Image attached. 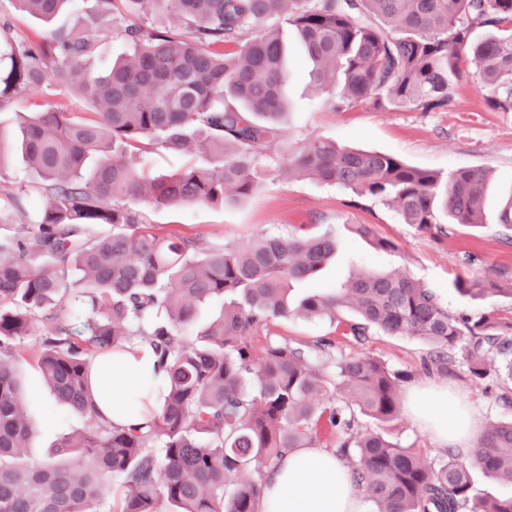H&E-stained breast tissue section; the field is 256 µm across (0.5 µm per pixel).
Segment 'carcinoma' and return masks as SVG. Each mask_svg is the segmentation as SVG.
Wrapping results in <instances>:
<instances>
[{"mask_svg":"<svg viewBox=\"0 0 512 512\" xmlns=\"http://www.w3.org/2000/svg\"><path fill=\"white\" fill-rule=\"evenodd\" d=\"M16 2L49 21L73 0ZM97 2L101 17L119 4L161 10L184 31L128 26L131 52L96 71L98 24L30 43L0 22V108L54 81L92 110L89 118L63 107L19 112L13 137L0 130V170L5 152L18 154L43 197L30 219L26 189L0 191V218L21 220L20 230L0 233V512H258L273 463L322 436L336 440L371 512H512V496L478 500L470 480L477 468L512 485V420L487 424L469 455L438 463L380 430L343 440L356 408L381 425L397 419L405 375L368 355L338 360L328 374L318 363L331 357L330 340L271 343L259 357L245 341L275 318H327L357 340L370 329L424 340L433 347L429 374L449 372L460 350L472 378L512 381V321L451 314L432 288L398 271L361 274L292 305L293 283L336 255L334 236H262L202 252L147 231L137 209L255 194L256 160L281 150L288 114L285 47L265 20L295 30L315 81L338 84L341 106L444 111L468 59L493 90L487 106L512 112V0ZM475 26L491 31L474 38ZM144 142L212 161L147 177L132 160ZM285 161L292 176L394 205L421 231L447 234L441 213L450 224L483 223V170L443 176L322 138L286 151ZM97 224L110 233L91 234ZM455 288L472 298L504 292L480 278ZM216 299L223 313L199 327L200 309ZM344 312L354 321L340 320ZM38 326L40 372L88 426L34 462L24 456L32 428L15 363ZM133 341L150 345L166 375L147 431L100 421L90 400V359Z\"/></svg>","mask_w":512,"mask_h":512,"instance_id":"cac0c4a2","label":"carcinoma"}]
</instances>
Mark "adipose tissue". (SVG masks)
<instances>
[{
    "mask_svg": "<svg viewBox=\"0 0 512 512\" xmlns=\"http://www.w3.org/2000/svg\"><path fill=\"white\" fill-rule=\"evenodd\" d=\"M90 398L100 419L124 427L153 421L163 381L157 357L136 343L90 364ZM410 412L436 443L475 447L481 426L464 397L444 388L414 392ZM259 512H365L346 464L325 448L290 450L267 480Z\"/></svg>",
    "mask_w": 512,
    "mask_h": 512,
    "instance_id": "adipose-tissue-1",
    "label": "adipose tissue"
}]
</instances>
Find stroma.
<instances>
[{
    "label": "stroma",
    "mask_w": 512,
    "mask_h": 512,
    "mask_svg": "<svg viewBox=\"0 0 512 512\" xmlns=\"http://www.w3.org/2000/svg\"><path fill=\"white\" fill-rule=\"evenodd\" d=\"M96 0H76L52 22H44L22 12L13 0H0V15L8 17L19 40L37 41L56 28L80 31L93 16ZM286 46L285 87L289 118L284 142L301 146L308 138L321 137L336 144L374 150L403 159L412 166L441 174L458 169H483L490 178L484 199L485 221L477 226L455 225L447 234L421 232L403 223L397 211L372 198L311 178H291L283 173V154L258 160L259 191L237 205L163 207L141 204L143 222L152 232L165 237H183L204 248L241 245L263 234L288 236L331 233L338 242L336 255L312 279L294 283L293 299L299 300L340 286L356 274L398 269L433 288L451 313L472 318L490 316L512 319V296L499 294L483 299L459 295L454 282L459 278L499 279L512 273V231L499 222L500 212L512 196V112H495L486 105L491 90L473 75L474 67L461 65L462 79L453 103L444 112H418L410 108L377 110L359 103L332 108L337 89L317 85L313 63L306 56L294 30L282 26ZM62 104L70 111L88 115L86 102L70 90L53 85L15 101L0 119L11 120L16 112H40ZM358 224L372 233L355 232ZM386 238L396 245L384 252L375 246ZM473 263H466V256ZM323 337L335 340L334 358L368 354L388 368L405 373L402 393L414 388L445 386L461 393L480 423L512 418V404L502 400L503 379L473 382L463 358H456L451 373H426L424 363L430 347L410 336H389L369 330L364 341L343 335L329 320L278 318L259 326L247 341L254 353H262L271 343L307 345ZM35 338H28L29 351L16 365L21 379L28 420L33 434L27 444L30 459L44 458L64 435L83 429L87 421L55 403L39 370ZM385 433L400 447L411 449L429 460L447 459V447L435 443L412 420L408 411L387 424Z\"/></svg>",
    "instance_id": "obj_1"
}]
</instances>
